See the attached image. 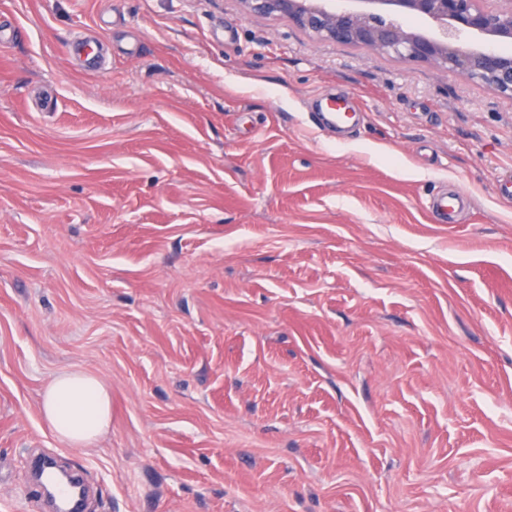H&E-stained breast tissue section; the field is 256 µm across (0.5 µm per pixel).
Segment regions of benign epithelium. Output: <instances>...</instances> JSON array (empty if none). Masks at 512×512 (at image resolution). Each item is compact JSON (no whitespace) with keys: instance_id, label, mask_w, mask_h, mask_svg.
Masks as SVG:
<instances>
[{"instance_id":"benign-epithelium-1","label":"benign epithelium","mask_w":512,"mask_h":512,"mask_svg":"<svg viewBox=\"0 0 512 512\" xmlns=\"http://www.w3.org/2000/svg\"><path fill=\"white\" fill-rule=\"evenodd\" d=\"M325 41L465 76L512 100V0H240Z\"/></svg>"}]
</instances>
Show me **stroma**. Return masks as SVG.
Wrapping results in <instances>:
<instances>
[{
	"label": "stroma",
	"mask_w": 512,
	"mask_h": 512,
	"mask_svg": "<svg viewBox=\"0 0 512 512\" xmlns=\"http://www.w3.org/2000/svg\"><path fill=\"white\" fill-rule=\"evenodd\" d=\"M511 177L459 74L239 0H0V512L32 448L89 512H512ZM70 370L85 448L40 413ZM469 204L463 192L444 193L428 201V209L439 224H457V217ZM42 416L53 433L72 446L93 444L111 422V395L94 375L64 372L47 386Z\"/></svg>",
	"instance_id": "1"
}]
</instances>
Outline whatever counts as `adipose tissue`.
Returning <instances> with one entry per match:
<instances>
[{"mask_svg":"<svg viewBox=\"0 0 512 512\" xmlns=\"http://www.w3.org/2000/svg\"><path fill=\"white\" fill-rule=\"evenodd\" d=\"M42 416L53 433L72 446L93 444L111 422V395L94 375L64 372L47 386Z\"/></svg>","mask_w":512,"mask_h":512,"instance_id":"ef3b65f1","label":"adipose tissue"}]
</instances>
